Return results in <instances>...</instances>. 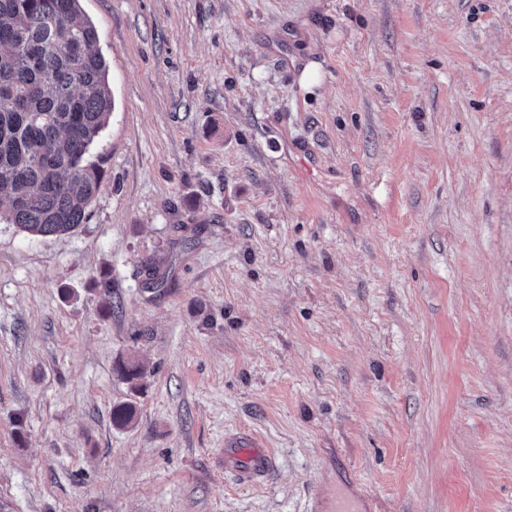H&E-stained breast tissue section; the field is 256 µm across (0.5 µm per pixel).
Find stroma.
<instances>
[{
	"instance_id": "1",
	"label": "stroma",
	"mask_w": 512,
	"mask_h": 512,
	"mask_svg": "<svg viewBox=\"0 0 512 512\" xmlns=\"http://www.w3.org/2000/svg\"><path fill=\"white\" fill-rule=\"evenodd\" d=\"M81 7L105 176L0 223V512H512V0ZM224 447L225 463L240 468L241 472L248 477H261L272 466L270 453L255 438L242 437L226 440Z\"/></svg>"
}]
</instances>
